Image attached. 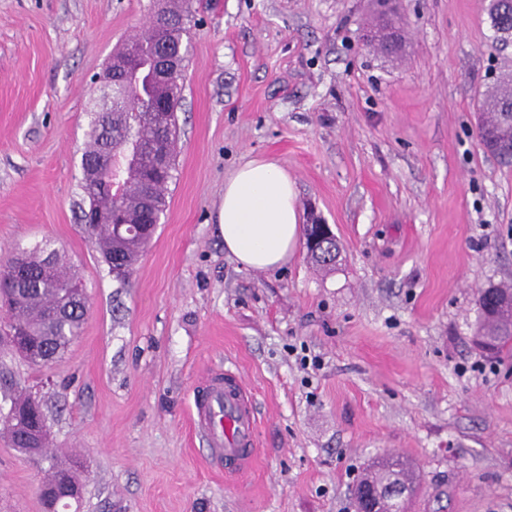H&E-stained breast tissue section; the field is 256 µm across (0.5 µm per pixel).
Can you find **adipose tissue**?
I'll use <instances>...</instances> for the list:
<instances>
[{"mask_svg": "<svg viewBox=\"0 0 512 512\" xmlns=\"http://www.w3.org/2000/svg\"><path fill=\"white\" fill-rule=\"evenodd\" d=\"M217 222L225 252L244 268L280 267L301 238L296 185L276 162L248 160L225 179Z\"/></svg>", "mask_w": 512, "mask_h": 512, "instance_id": "adipose-tissue-1", "label": "adipose tissue"}]
</instances>
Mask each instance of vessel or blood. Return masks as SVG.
<instances>
[{
  "label": "vessel or blood",
  "mask_w": 512,
  "mask_h": 512,
  "mask_svg": "<svg viewBox=\"0 0 512 512\" xmlns=\"http://www.w3.org/2000/svg\"><path fill=\"white\" fill-rule=\"evenodd\" d=\"M193 426L211 455L224 462L225 476L243 473L256 456V409L237 372H215L194 394Z\"/></svg>",
  "instance_id": "obj_1"
}]
</instances>
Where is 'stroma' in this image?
<instances>
[{
  "mask_svg": "<svg viewBox=\"0 0 512 512\" xmlns=\"http://www.w3.org/2000/svg\"><path fill=\"white\" fill-rule=\"evenodd\" d=\"M488 0H399L402 48L366 40L375 0H190L169 206L116 278L80 222L81 155L101 73L152 0H0V261L49 243L83 280L79 336L51 366L0 347V383L40 400L82 488L66 512H355L351 488L396 456L408 512H512V348L475 342L477 298L512 284V165L477 102L512 72ZM253 158L295 181L305 246L241 267L216 213ZM239 369L257 459L225 480L189 428L210 372ZM38 463L0 434V512H44Z\"/></svg>",
  "mask_w": 512,
  "mask_h": 512,
  "instance_id": "obj_1",
  "label": "stroma"
}]
</instances>
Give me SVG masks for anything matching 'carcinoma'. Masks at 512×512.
Returning a JSON list of instances; mask_svg holds the SVG:
<instances>
[{"instance_id": "carcinoma-1", "label": "carcinoma", "mask_w": 512, "mask_h": 512, "mask_svg": "<svg viewBox=\"0 0 512 512\" xmlns=\"http://www.w3.org/2000/svg\"><path fill=\"white\" fill-rule=\"evenodd\" d=\"M189 0L184 7H163L156 14L135 46L133 61L140 64L157 54L162 47L177 49L189 37ZM488 20L493 36L488 48L498 49L512 42V0H489ZM495 104L483 108L479 136L484 147L505 165L512 164V105L505 106V98L512 96V81H502L493 90ZM182 99V86L175 82L153 84L143 79L141 84L128 83L125 92L112 98V103L94 112L90 142L81 157L83 177L81 188L88 207L102 210L117 209L125 224L140 231L133 235H117L104 226L92 235L112 273L128 276L151 242L156 225L146 223L148 208L157 213L166 211L165 193L174 179L177 148V110ZM131 153L130 186L118 202L110 197V178L114 168H104L101 160L117 154ZM336 242L328 241L320 255L309 256L313 266L320 269L336 268L333 252ZM45 249H23L25 276L19 284L0 281V294L9 295L12 302L5 310L7 327L18 325L34 344L19 347L16 353L28 361L40 356L57 359L62 349L78 335L85 311L77 309L78 295L68 291L81 288L78 274L66 271L55 253L44 256ZM478 305L481 318L475 330L480 344L503 349L512 341V287L487 288L480 292ZM14 447L26 450L29 433L22 427L4 426ZM394 480L409 489L416 488L417 479L397 458L387 460L379 468V476L363 475L359 485ZM51 481L69 485L79 499L81 486L72 467L61 466L52 474Z\"/></svg>"}]
</instances>
